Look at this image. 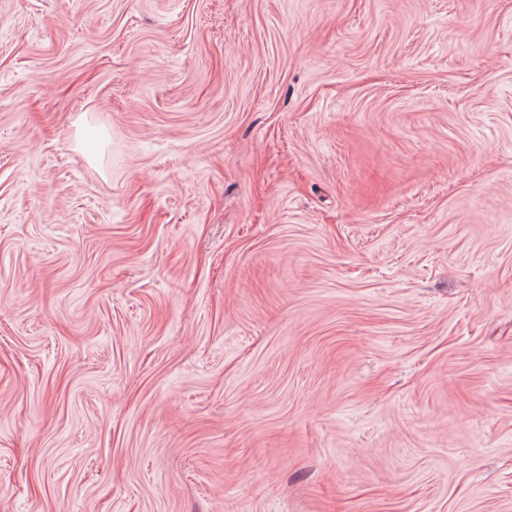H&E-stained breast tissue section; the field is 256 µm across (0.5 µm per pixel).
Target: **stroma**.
I'll return each instance as SVG.
<instances>
[{"label":"stroma","instance_id":"1","mask_svg":"<svg viewBox=\"0 0 512 512\" xmlns=\"http://www.w3.org/2000/svg\"><path fill=\"white\" fill-rule=\"evenodd\" d=\"M0 512H512V0H0Z\"/></svg>","mask_w":512,"mask_h":512}]
</instances>
